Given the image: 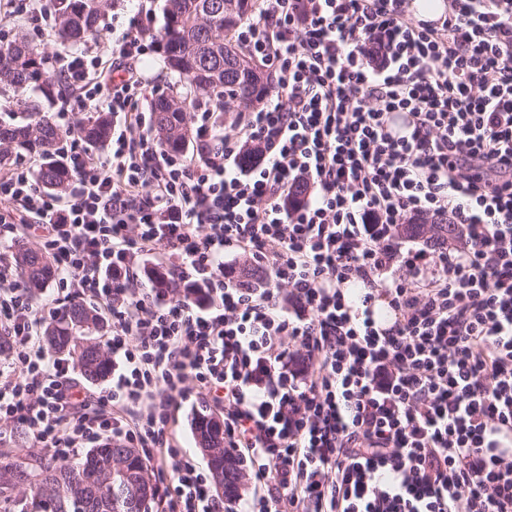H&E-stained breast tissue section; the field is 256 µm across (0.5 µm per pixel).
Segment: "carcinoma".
Returning <instances> with one entry per match:
<instances>
[{
    "mask_svg": "<svg viewBox=\"0 0 512 512\" xmlns=\"http://www.w3.org/2000/svg\"><path fill=\"white\" fill-rule=\"evenodd\" d=\"M259 0H236L235 8L224 10V0H166L164 25L159 45L167 68L176 74L181 90L158 96L151 105L152 124L160 144L169 150L185 148L189 117L198 101L209 99L247 112L277 89L273 74L250 56L237 41L236 33L258 12ZM112 0H52L55 50L79 47L104 30ZM244 56L253 69L267 73L260 81L238 67ZM49 52L18 36L0 44V91L11 94L19 119L0 121V165L24 154L42 160L37 177L52 193H62L70 173L57 156L62 132L42 118V99L49 98ZM81 133L93 146H102L111 133V118L95 112L81 120ZM409 237L427 233L440 244L453 238L452 224H410ZM17 267L27 288L37 293L53 277V264L41 250L19 245ZM97 312L74 305L47 323L44 339L52 351L68 356L80 375L91 382L105 379L112 363L99 337ZM110 445L91 448L76 459L58 464L46 453L29 451L18 455L0 450V498L12 509L23 512H114L112 500L129 492L117 476L100 478L101 466L112 459Z\"/></svg>",
    "mask_w": 512,
    "mask_h": 512,
    "instance_id": "1",
    "label": "carcinoma"
}]
</instances>
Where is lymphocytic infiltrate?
Listing matches in <instances>:
<instances>
[{"label": "lymphocytic infiltrate", "instance_id": "lymphocytic-infiltrate-1", "mask_svg": "<svg viewBox=\"0 0 512 512\" xmlns=\"http://www.w3.org/2000/svg\"><path fill=\"white\" fill-rule=\"evenodd\" d=\"M237 38L278 90L230 133L200 102L190 154L150 136L136 26L53 56L72 182L0 170V446L141 448L171 468L161 512H219L168 429L197 397L251 467L234 512H512V0H448L438 26L409 0H263ZM86 109L112 115L104 155ZM418 222L454 245L402 247ZM29 231L56 268L40 307L7 255ZM230 255L265 283L226 277ZM71 303L112 326L96 390L44 348ZM404 232L409 237H419L431 233L432 240L435 239V242L439 244H447L451 241H448V238L452 239L455 234V227L451 224H434L427 228L424 224H410L406 225Z\"/></svg>", "mask_w": 512, "mask_h": 512}]
</instances>
